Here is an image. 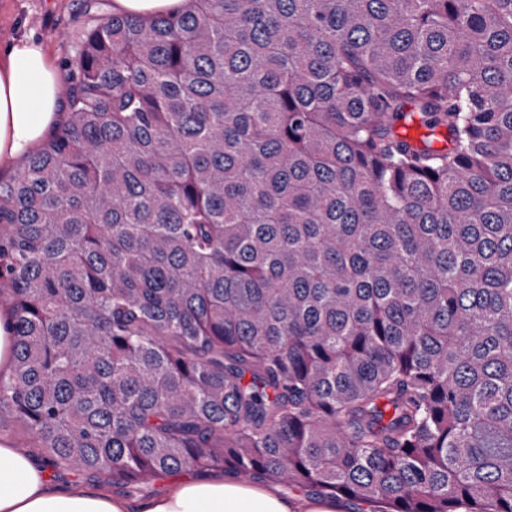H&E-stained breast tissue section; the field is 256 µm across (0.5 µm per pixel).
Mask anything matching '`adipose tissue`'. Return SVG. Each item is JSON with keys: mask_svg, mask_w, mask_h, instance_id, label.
Here are the masks:
<instances>
[{"mask_svg": "<svg viewBox=\"0 0 512 512\" xmlns=\"http://www.w3.org/2000/svg\"><path fill=\"white\" fill-rule=\"evenodd\" d=\"M61 78L49 50L11 37L0 54V178L10 179L29 151L65 121ZM349 502L291 498L266 480L233 474L189 477L154 496L130 501L101 490L61 489L43 464L0 440V512H350Z\"/></svg>", "mask_w": 512, "mask_h": 512, "instance_id": "adipose-tissue-1", "label": "adipose tissue"}]
</instances>
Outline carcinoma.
<instances>
[{"mask_svg":"<svg viewBox=\"0 0 512 512\" xmlns=\"http://www.w3.org/2000/svg\"><path fill=\"white\" fill-rule=\"evenodd\" d=\"M197 2L96 25L0 181V410L131 489L512 512V0ZM12 314L5 304L0 305V374L8 377L12 370Z\"/></svg>","mask_w":512,"mask_h":512,"instance_id":"cac0c4a2","label":"carcinoma"}]
</instances>
